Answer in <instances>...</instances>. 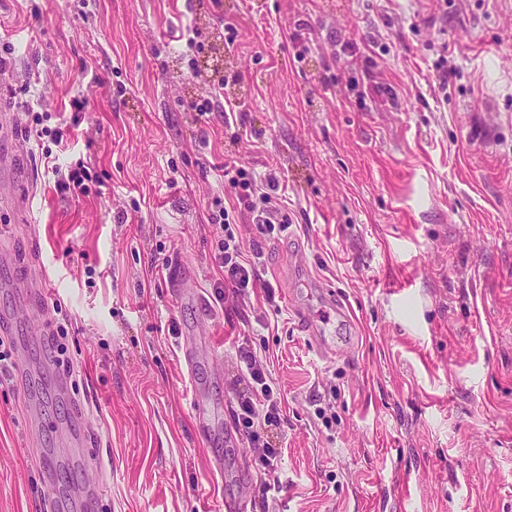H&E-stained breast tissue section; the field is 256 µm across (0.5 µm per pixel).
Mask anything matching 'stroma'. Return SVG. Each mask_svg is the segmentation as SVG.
Instances as JSON below:
<instances>
[{
  "mask_svg": "<svg viewBox=\"0 0 512 512\" xmlns=\"http://www.w3.org/2000/svg\"><path fill=\"white\" fill-rule=\"evenodd\" d=\"M7 46L0 512H62L49 466L62 495L99 474L94 512H216L226 441L195 400L233 425L241 330L285 398L276 512H512V0H0ZM215 75L234 140L192 108ZM34 112L73 125L59 161L94 168L101 194L59 186ZM231 158L285 175L288 230L235 225L271 304L211 299L207 206ZM318 285L348 307L352 347L306 336ZM60 324L69 373L45 335ZM201 334L191 373L180 344Z\"/></svg>",
  "mask_w": 512,
  "mask_h": 512,
  "instance_id": "obj_1",
  "label": "stroma"
}]
</instances>
